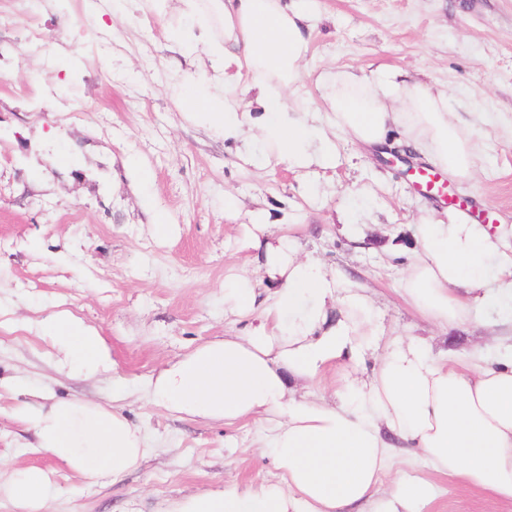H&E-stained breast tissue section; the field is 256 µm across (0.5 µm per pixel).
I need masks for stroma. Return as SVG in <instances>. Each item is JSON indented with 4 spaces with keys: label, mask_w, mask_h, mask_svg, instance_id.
Segmentation results:
<instances>
[{
    "label": "stroma",
    "mask_w": 512,
    "mask_h": 512,
    "mask_svg": "<svg viewBox=\"0 0 512 512\" xmlns=\"http://www.w3.org/2000/svg\"><path fill=\"white\" fill-rule=\"evenodd\" d=\"M307 4L316 25L297 99L316 100L318 74L336 69L388 70L446 91L478 141L474 171L450 184L474 211L512 225V0ZM187 24L176 8L145 13L137 0L122 16L112 0H0V472L51 471L43 512H166L208 488L277 480L255 444L258 424L173 414L145 394L167 362L256 322L224 310L228 276L268 294L264 252L249 242L256 214L299 255L366 287L385 337L425 339L435 355H497V311L442 329L398 291L415 224L450 207L417 192L403 166L343 138L331 170L243 163L240 143L174 102L184 75L210 71L203 53L168 39ZM61 311L97 330L111 376L61 367L58 347L33 327ZM23 387L47 404L117 407L158 450L122 478L82 477L35 449L14 413ZM434 481L440 494L423 512H496L485 492Z\"/></svg>",
    "instance_id": "obj_1"
}]
</instances>
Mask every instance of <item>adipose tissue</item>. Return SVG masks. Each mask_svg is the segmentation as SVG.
Listing matches in <instances>:
<instances>
[{"label": "adipose tissue", "instance_id": "adipose-tissue-1", "mask_svg": "<svg viewBox=\"0 0 512 512\" xmlns=\"http://www.w3.org/2000/svg\"><path fill=\"white\" fill-rule=\"evenodd\" d=\"M193 30L174 38L199 45L212 75H188L176 100L225 139L259 142L264 158L306 170L336 165L337 130L380 147L390 132L449 176L470 175L476 143L448 113V96L391 72L366 77L342 70L316 86L330 129L309 106L289 107L303 81L312 17L299 0H179ZM512 229L493 235L465 215H428L415 227L418 247L399 280L404 301L443 328L469 321L475 306L512 320ZM264 245L273 290L262 318L245 333L214 339L169 364L148 385L150 402L188 417L252 420L263 427L274 482L204 490L171 512H422L437 487L418 471L396 469L395 448L435 473L487 492L512 512V355L468 365L432 356L425 340L390 344L370 374L347 377L331 397L306 388L337 360L360 358L376 334L369 295L317 258L290 255V238L252 227ZM499 281L484 291L488 269ZM64 353L76 376L110 374L98 332L69 313L36 323ZM19 419L35 429L39 448L85 476L115 479L153 451L145 431L119 411L91 401L51 406L19 402ZM52 492L49 473L29 466L0 479V499L41 512Z\"/></svg>", "mask_w": 512, "mask_h": 512}]
</instances>
